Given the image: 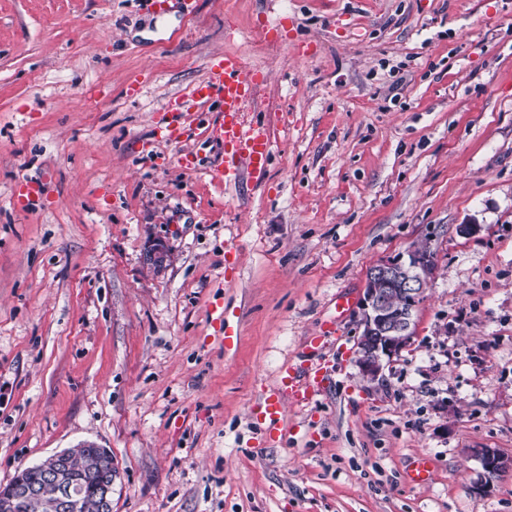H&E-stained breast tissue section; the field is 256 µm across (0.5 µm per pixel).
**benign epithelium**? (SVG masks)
I'll use <instances>...</instances> for the list:
<instances>
[{"label": "benign epithelium", "instance_id": "benign-epithelium-1", "mask_svg": "<svg viewBox=\"0 0 512 512\" xmlns=\"http://www.w3.org/2000/svg\"><path fill=\"white\" fill-rule=\"evenodd\" d=\"M429 266L428 259L407 251L374 265L368 272L363 297L360 302V326L366 338L358 344L357 364L367 378H375L383 368V361L397 355L414 334L413 313L423 299L431 273L413 274L415 266ZM389 288L400 290L403 310L396 312L390 305ZM85 447H97V443L86 441ZM99 448V447H97ZM100 463L95 472L94 484L101 500L102 512H112V475L115 474L111 453L99 448ZM472 456L478 461L480 470L473 485L482 489L499 476L512 472V456L508 457L495 448H473ZM53 468L45 471V478L56 487V498L47 505L49 512H71L76 508L73 484L69 481L70 452L65 449L52 455ZM39 491L30 485L19 471L9 488L0 493V512H13L23 498H36Z\"/></svg>", "mask_w": 512, "mask_h": 512}]
</instances>
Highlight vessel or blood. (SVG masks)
I'll list each match as a JSON object with an SVG mask.
<instances>
[{"label": "vessel or blood", "instance_id": "b4317fda", "mask_svg": "<svg viewBox=\"0 0 512 512\" xmlns=\"http://www.w3.org/2000/svg\"><path fill=\"white\" fill-rule=\"evenodd\" d=\"M260 73L247 68L242 59L227 53L210 58L207 77L194 90L198 101L218 99L223 118L213 129V136L224 145V163L215 172L218 181L235 185L248 180L259 184L269 171L272 142L265 121L247 116L253 102ZM326 337L311 336L304 343L300 364L288 366L281 387L270 390L259 403L260 414L269 424H277L282 414L281 394H289L297 408L308 407L325 389L326 367L321 353Z\"/></svg>", "mask_w": 512, "mask_h": 512}]
</instances>
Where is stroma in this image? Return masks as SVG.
<instances>
[{
  "label": "stroma",
  "instance_id": "1",
  "mask_svg": "<svg viewBox=\"0 0 512 512\" xmlns=\"http://www.w3.org/2000/svg\"><path fill=\"white\" fill-rule=\"evenodd\" d=\"M225 52L267 76L258 186L212 173L219 104L155 135ZM423 243L412 340L365 379L366 274ZM86 440L112 512H512L470 454H512V0H0V485ZM188 102L189 101L179 103L178 101H175L174 105L170 104L171 106L178 107L173 108L171 113H165L163 117L160 119V122L158 123L157 127V132L161 138L177 139L183 134V127L182 122H180V119L184 116V114L182 113L184 112V109L186 112H188L189 109L192 107V104L188 105ZM169 114H171V118H168ZM336 336H310L304 343V357L299 365H289L281 377V389L289 394L298 409L308 407L325 389L326 366L320 355L327 340ZM258 407L260 409L259 414L263 417L264 421H268L273 426L279 422L283 407L276 389L266 393Z\"/></svg>",
  "mask_w": 512,
  "mask_h": 512
}]
</instances>
